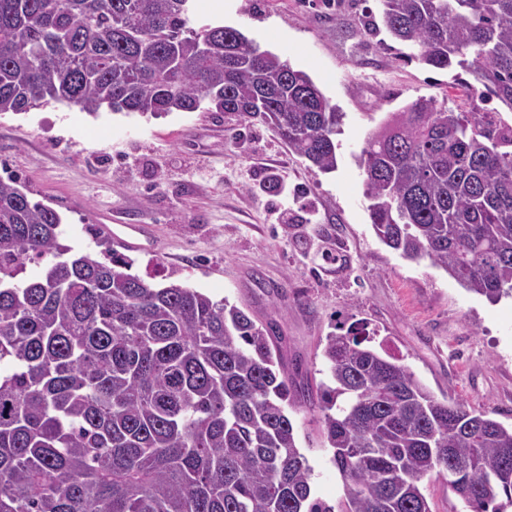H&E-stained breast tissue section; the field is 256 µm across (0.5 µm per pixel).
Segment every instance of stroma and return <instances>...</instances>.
Masks as SVG:
<instances>
[{
  "label": "stroma",
  "instance_id": "stroma-1",
  "mask_svg": "<svg viewBox=\"0 0 512 512\" xmlns=\"http://www.w3.org/2000/svg\"><path fill=\"white\" fill-rule=\"evenodd\" d=\"M223 23L306 72L345 117L338 167L310 166L260 120L221 112L154 118L51 103L0 113V179L59 213L64 242L92 251L103 215L142 226L122 246L133 274L180 281L277 324L289 363L314 378L326 336L359 328L403 358L438 398L512 425V298L489 302L429 260L376 236L356 158L369 132L407 103L456 112L512 109L467 92L457 72L426 66L387 31L367 38L376 0H226ZM312 490L329 504L341 477L317 412H293Z\"/></svg>",
  "mask_w": 512,
  "mask_h": 512
}]
</instances>
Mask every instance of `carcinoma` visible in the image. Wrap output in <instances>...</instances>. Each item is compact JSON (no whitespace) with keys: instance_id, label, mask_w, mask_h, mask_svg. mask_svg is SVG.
Here are the masks:
<instances>
[{"instance_id":"cac0c4a2","label":"carcinoma","mask_w":512,"mask_h":512,"mask_svg":"<svg viewBox=\"0 0 512 512\" xmlns=\"http://www.w3.org/2000/svg\"><path fill=\"white\" fill-rule=\"evenodd\" d=\"M191 0H0V113L224 112L268 124L323 173L343 113L312 78ZM383 27L512 109V0H377ZM512 127L420 97L357 158L378 238L467 291L512 297ZM0 180V512H431L436 477L472 508H512V427L436 398L363 331L326 337L299 383L274 322L130 273L99 241ZM43 264L29 280L26 264ZM318 410L341 475L314 497L290 411Z\"/></svg>"}]
</instances>
